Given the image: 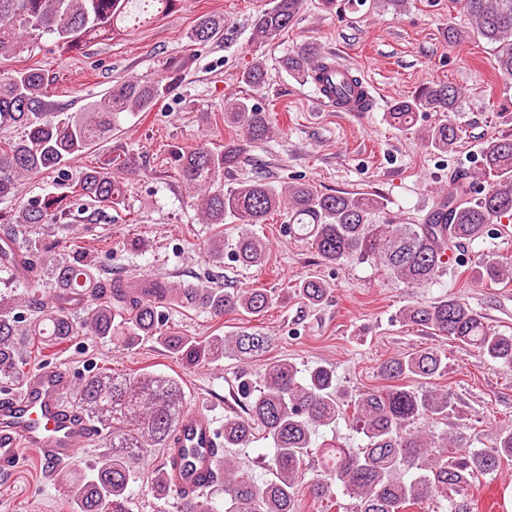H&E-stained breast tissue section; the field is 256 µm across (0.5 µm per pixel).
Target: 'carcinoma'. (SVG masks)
<instances>
[{
  "mask_svg": "<svg viewBox=\"0 0 512 512\" xmlns=\"http://www.w3.org/2000/svg\"><path fill=\"white\" fill-rule=\"evenodd\" d=\"M303 0H272L257 15L252 41L258 46L278 40L298 18ZM470 17L467 32L452 29L447 38L473 36L494 46L498 70L512 77V0H448ZM137 0H0V60L30 47L44 34L55 36L67 53L87 42L108 38L133 17ZM224 34V20L204 14L191 32L203 44ZM327 72L333 60L318 47L302 44L283 60L294 78H312ZM176 61L151 81L125 80L79 112H55L45 100L46 74L38 68H0V130L18 128L21 136L0 139V198L14 193L18 181L46 172L66 176L70 161L84 155L119 130V118L148 112L168 93ZM263 62L255 61L242 81L259 90L265 82ZM461 103L460 91L445 82L429 83L411 96L393 102L387 120L409 129L421 112H436L443 120L422 131L426 146L446 152L454 148L459 129L448 121ZM224 123L243 131L246 139L232 140L214 150L201 143L177 151L178 171L185 184L197 192L198 218L203 224L241 226L235 261L243 267L264 265L267 243L252 231L276 213L288 219V228L311 240L325 262L339 264L350 257L371 260L408 288L434 281L442 272V256L463 241L482 239L493 222L512 219V138L492 140L482 154V175L491 179L474 196L471 172L463 169L449 176V192L441 196L419 223L376 221L385 209L383 198L365 192L324 193L310 183L294 180L280 184L247 180L224 189L222 179L239 167L247 146L270 140L276 130L264 110L247 96L224 102ZM135 160L120 164L108 160L85 169L72 184L71 194L102 207L123 203L128 181L136 175ZM66 210L65 198L47 195L29 202L10 215L0 213L1 224L24 229L22 237L8 239L30 260L31 269L47 273L45 288L95 291L97 264L89 252L57 255L50 251L44 228ZM12 252L0 248V271L11 276L8 290L0 292V381L19 383L26 366L44 351L62 346L80 335L116 339L124 344L138 336H155L173 353L193 366L209 365L226 357L246 362L261 356L269 337L256 330L216 336L205 345L163 330L156 305L144 302L121 318L112 300H104L78 317L67 310L48 309L35 299L17 293L29 282L13 277L8 267ZM481 284L512 280V267L493 259L476 265ZM297 295L310 305L322 303L331 288L317 278L295 285ZM265 288L206 291L205 307L216 316L236 313L259 317L273 306ZM399 318L445 336L481 357L512 368V335L492 329L485 317L460 298L447 297L428 304L405 306ZM446 351L436 348L394 356L378 367L387 381L350 398L339 392L335 372L316 365L306 371L287 359H275L253 380H238L237 393L246 411L224 419V447L243 448L260 430L268 440V464L273 478L263 484L250 471L224 455L222 480L196 496H180L178 512H301L299 481L302 464L312 451L321 450L320 472L308 482L309 494L327 501L340 512H403L417 506L436 512L442 501L452 512H468L463 496L480 475L512 461V430L498 433L486 447L464 451L463 436L425 434L412 429L424 416L446 415L455 410L448 390L435 386L447 367ZM70 403L99 422L109 452L102 455L92 475L60 470L57 481L71 494L72 512H129L130 481L148 450L164 448L186 409L180 380L150 372L119 375L100 368L85 377L69 395ZM367 439L356 450L335 443L315 441L321 428L331 427L345 415ZM416 469L413 478L404 472ZM354 499L344 504L338 494Z\"/></svg>",
  "mask_w": 512,
  "mask_h": 512,
  "instance_id": "cac0c4a2",
  "label": "carcinoma"
}]
</instances>
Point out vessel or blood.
Masks as SVG:
<instances>
[{
	"instance_id": "obj_1",
	"label": "vessel or blood",
	"mask_w": 512,
	"mask_h": 512,
	"mask_svg": "<svg viewBox=\"0 0 512 512\" xmlns=\"http://www.w3.org/2000/svg\"><path fill=\"white\" fill-rule=\"evenodd\" d=\"M332 71L348 84L345 98L340 101L335 91H323L318 96L319 105L344 112L364 111L372 100L368 86L350 84V70L342 62H335ZM115 294L132 304H159L167 299L169 291L160 278L146 274L123 279ZM73 385L74 376L69 370L49 364L31 372L18 390L0 393V478L18 469L22 449H37L51 463L64 464L101 437L98 426L66 405L65 397ZM223 442L224 432L214 415L201 409L187 412L162 456L165 481L175 491L190 494L221 479L219 449Z\"/></svg>"
}]
</instances>
